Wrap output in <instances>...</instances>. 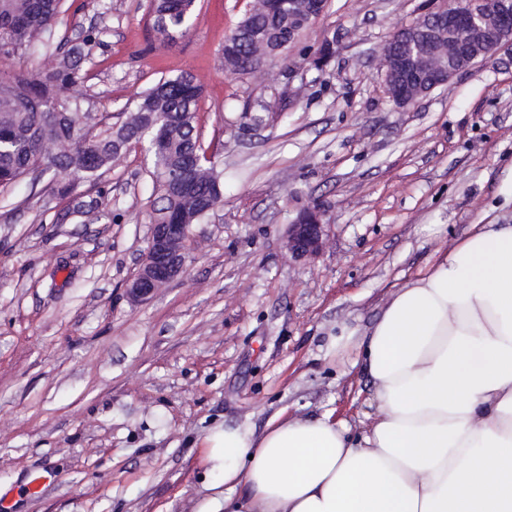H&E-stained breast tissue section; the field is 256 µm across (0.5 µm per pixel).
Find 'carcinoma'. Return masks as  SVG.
I'll return each instance as SVG.
<instances>
[{"label": "carcinoma", "mask_w": 512, "mask_h": 512, "mask_svg": "<svg viewBox=\"0 0 512 512\" xmlns=\"http://www.w3.org/2000/svg\"><path fill=\"white\" fill-rule=\"evenodd\" d=\"M61 0H0V57H10L39 41L40 32L55 24ZM196 9L193 0H154V26L163 34L187 29ZM254 30L268 33V46L288 30V13L271 14L260 7L250 15L239 37L230 39L224 59L234 74L248 73ZM80 80L78 54L67 50L56 69L32 73L15 72L0 90V186L6 187L29 174L46 173L59 166L72 173L74 181L57 187L70 194L76 181H91L133 140L147 145L154 163L153 175L169 176L178 167L189 166V152L199 139L197 105L201 88L192 75L180 74L158 82L139 99L130 118L117 128L110 126L86 139L82 128L88 116L80 112L77 99L63 93ZM220 175L212 166L190 170L187 185L164 201L170 224H183L186 217L196 224L208 216L207 208L221 201Z\"/></svg>", "instance_id": "1"}]
</instances>
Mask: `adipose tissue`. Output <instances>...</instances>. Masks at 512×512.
I'll use <instances>...</instances> for the list:
<instances>
[{"instance_id": "obj_1", "label": "adipose tissue", "mask_w": 512, "mask_h": 512, "mask_svg": "<svg viewBox=\"0 0 512 512\" xmlns=\"http://www.w3.org/2000/svg\"><path fill=\"white\" fill-rule=\"evenodd\" d=\"M376 411L214 429L224 512H512V224H475L354 345Z\"/></svg>"}]
</instances>
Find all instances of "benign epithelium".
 Returning <instances> with one entry per match:
<instances>
[{
    "instance_id": "1",
    "label": "benign epithelium",
    "mask_w": 512,
    "mask_h": 512,
    "mask_svg": "<svg viewBox=\"0 0 512 512\" xmlns=\"http://www.w3.org/2000/svg\"><path fill=\"white\" fill-rule=\"evenodd\" d=\"M327 0H302L288 11V31L315 21ZM512 45V0H446L404 35L396 32L383 48L382 79L392 101L406 106L446 84L454 75L495 58L504 44ZM324 211L303 210L288 225L287 249L294 259L319 254L325 245ZM187 224H166L157 217L142 265L126 292L144 302L187 270L183 243Z\"/></svg>"
}]
</instances>
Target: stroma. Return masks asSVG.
<instances>
[{"label":"stroma","mask_w":512,"mask_h":512,"mask_svg":"<svg viewBox=\"0 0 512 512\" xmlns=\"http://www.w3.org/2000/svg\"><path fill=\"white\" fill-rule=\"evenodd\" d=\"M253 3L196 0L190 29L164 38L150 0H64L47 45L0 58L5 79L82 46L72 92L115 126L160 79L193 74L223 185L189 228L186 273L139 303L126 287L163 205L143 148L64 198L26 180L0 189L9 512H197L216 426L259 431L285 409L360 432L371 408L354 344L389 295L472 225L512 224V50L400 107L382 48L440 0H329L283 56L234 75L224 38ZM314 206L325 246L293 260L287 227Z\"/></svg>","instance_id":"1"}]
</instances>
